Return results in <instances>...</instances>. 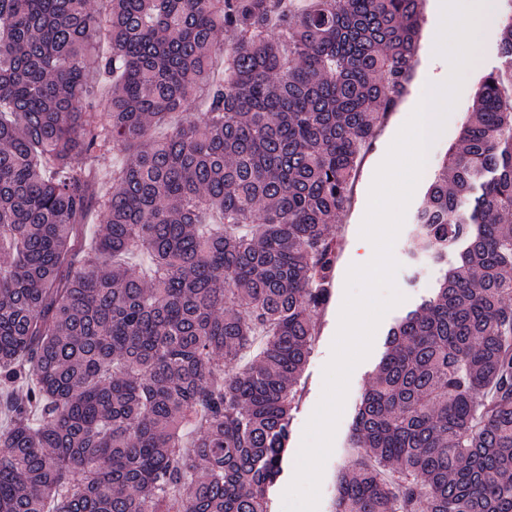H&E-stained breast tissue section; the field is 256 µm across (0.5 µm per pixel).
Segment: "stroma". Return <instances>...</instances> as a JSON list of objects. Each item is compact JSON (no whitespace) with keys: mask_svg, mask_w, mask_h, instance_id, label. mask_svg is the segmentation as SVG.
Here are the masks:
<instances>
[{"mask_svg":"<svg viewBox=\"0 0 512 512\" xmlns=\"http://www.w3.org/2000/svg\"><path fill=\"white\" fill-rule=\"evenodd\" d=\"M422 27L419 45L414 58L412 78L407 92L383 119L377 137L364 150L355 173L351 202L341 211L333 226L341 240V251L333 272L334 287L326 308L314 319L315 342L311 357L300 380V398L292 412L290 441L284 474L270 493L271 512H282V497L295 473L296 457L299 452L303 431L307 421L319 403L324 387L323 369L332 355V344L339 328L340 310L345 297L347 270L352 266L356 254L355 241L360 236L361 225L367 211L366 199L370 192L375 172L387 155L389 147L415 109L424 94L427 83L432 80L446 81L450 65L434 53V33L440 22V0H423ZM479 46L473 64L465 74L458 102L447 119L442 134L430 148L427 173H434L459 135L462 125L468 120L475 101L481 75L494 61V49L499 37L498 22L480 23ZM425 182H418L407 207L404 224L393 247V256L400 268L396 274V286L404 300L391 309L381 320L375 332L370 354L353 370L339 419L333 452L327 460L320 484V499L317 512H333L336 489L344 468L356 456L351 446L354 418L360 398L370 385L378 363L385 352V338L390 327L398 318L419 306L430 296L441 274L439 264L424 256L413 257L408 253V242L415 229L417 208L424 196Z\"/></svg>","mask_w":512,"mask_h":512,"instance_id":"stroma-1","label":"stroma"}]
</instances>
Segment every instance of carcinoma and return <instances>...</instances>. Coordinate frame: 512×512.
Here are the masks:
<instances>
[{"label":"carcinoma","instance_id":"cac0c4a2","mask_svg":"<svg viewBox=\"0 0 512 512\" xmlns=\"http://www.w3.org/2000/svg\"><path fill=\"white\" fill-rule=\"evenodd\" d=\"M107 2L0 0V512H270L331 227L422 0ZM498 17L408 244L457 263L387 334L335 512H512V0Z\"/></svg>","mask_w":512,"mask_h":512}]
</instances>
